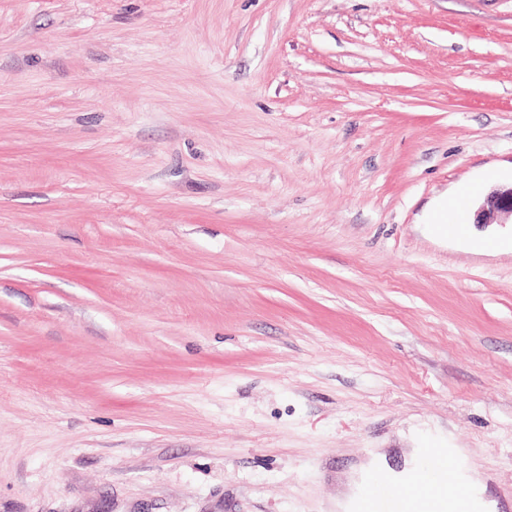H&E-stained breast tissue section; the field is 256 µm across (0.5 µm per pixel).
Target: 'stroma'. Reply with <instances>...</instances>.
<instances>
[{
  "label": "stroma",
  "instance_id": "stroma-1",
  "mask_svg": "<svg viewBox=\"0 0 512 512\" xmlns=\"http://www.w3.org/2000/svg\"><path fill=\"white\" fill-rule=\"evenodd\" d=\"M512 0H0V512H512ZM512 223V184L494 187L477 210L475 224ZM409 490V493L398 491ZM354 512H476L461 473L438 468L432 474L414 466L393 480L378 470L365 477Z\"/></svg>",
  "mask_w": 512,
  "mask_h": 512
}]
</instances>
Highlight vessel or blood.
<instances>
[{"label":"vessel or blood","mask_w":512,"mask_h":512,"mask_svg":"<svg viewBox=\"0 0 512 512\" xmlns=\"http://www.w3.org/2000/svg\"><path fill=\"white\" fill-rule=\"evenodd\" d=\"M355 512H475L474 498L461 473L418 467L391 479L374 470L365 477Z\"/></svg>","instance_id":"b4317fda"}]
</instances>
